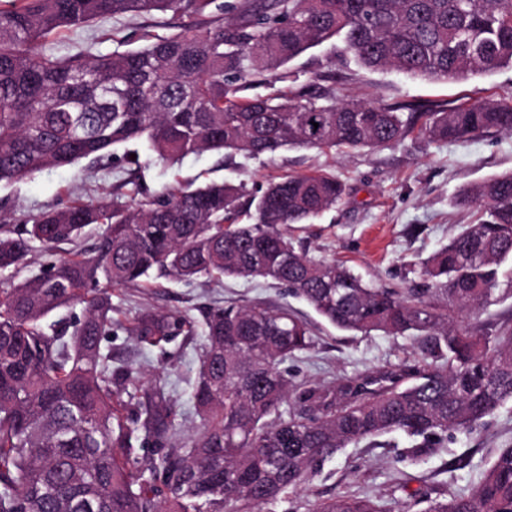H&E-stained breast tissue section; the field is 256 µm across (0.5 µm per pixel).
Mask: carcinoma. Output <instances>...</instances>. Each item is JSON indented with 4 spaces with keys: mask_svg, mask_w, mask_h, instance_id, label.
<instances>
[{
    "mask_svg": "<svg viewBox=\"0 0 512 512\" xmlns=\"http://www.w3.org/2000/svg\"><path fill=\"white\" fill-rule=\"evenodd\" d=\"M180 31L110 55L61 59L51 39L128 13L201 16ZM341 39L364 68L448 81L512 68V0H247L239 20L217 0H10L0 8V184L139 143L164 163L205 152L272 157L282 149H375L418 132L431 141L512 133V103L493 99L418 115L395 106L239 92L306 51ZM318 126H313V123ZM320 172L285 175L248 195L232 182L104 196L15 218L0 210V272L29 266L35 245L74 248L0 289V512H263L340 449L392 432L420 439L417 462L512 402V322L478 314L512 297V172L460 191L475 207L420 262L417 288H372L312 258L288 229L342 201ZM21 226H15V223ZM92 224V244H77ZM263 278L336 329L409 336L413 363L330 383L284 364L310 350L309 324L261 304L209 307L201 324L142 311L131 335L163 347L202 327L188 432L161 383L112 368V288L158 279ZM81 308L70 322L51 316ZM140 448L151 453L141 456ZM311 512H384L336 496ZM421 512H512V447L466 492Z\"/></svg>",
    "mask_w": 512,
    "mask_h": 512,
    "instance_id": "carcinoma-1",
    "label": "carcinoma"
}]
</instances>
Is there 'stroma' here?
<instances>
[{
  "label": "stroma",
  "mask_w": 512,
  "mask_h": 512,
  "mask_svg": "<svg viewBox=\"0 0 512 512\" xmlns=\"http://www.w3.org/2000/svg\"><path fill=\"white\" fill-rule=\"evenodd\" d=\"M187 22L186 16L170 11L120 15L63 32L54 49L62 57L81 51L121 52L144 45L145 35L174 33ZM280 91L326 100L403 104L413 112L450 110L483 98L512 102V68L461 81L430 82L365 69L344 47L325 44L288 64L281 78L255 89L259 95ZM318 170L336 175L346 184L347 193L312 223L294 225L295 238L311 256L344 264L372 287L413 288L419 283L420 261L445 245L458 225L476 219L475 209L453 206L452 197L473 183L512 171V134L499 132L448 143L431 142L414 133L401 143L373 151L287 149L271 159L206 152L173 167L146 156L134 170L119 156L107 168L84 160L0 186V203L19 216L90 193H108L123 201L136 187L158 192L208 179H230L255 194L274 178ZM253 301L290 306L311 324L314 348L287 363L289 371L301 379L331 382L354 377L402 364L415 351L407 336L336 330L285 289L244 279L220 284L163 280L148 288H116L113 317L119 326L104 345L112 351L113 366L137 368L144 385L167 383L177 419L188 427L196 421L192 393L199 369V340L179 335L163 347H151L131 336L128 325L143 309L196 319L204 307ZM411 445L398 432L349 445L320 463L302 490L288 494L268 512H310L315 502L340 495H367L378 499L386 512H407L416 496L437 498L470 489L497 450L512 447V402L476 430L449 435L447 447L419 463L399 458Z\"/></svg>",
  "instance_id": "1"
}]
</instances>
